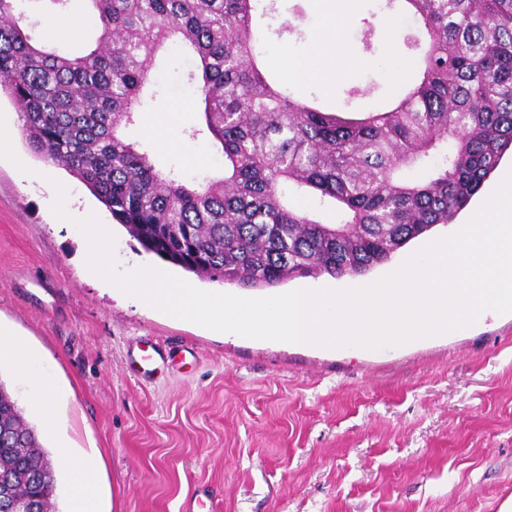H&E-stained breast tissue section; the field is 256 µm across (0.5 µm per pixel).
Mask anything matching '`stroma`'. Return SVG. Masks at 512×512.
<instances>
[{
  "mask_svg": "<svg viewBox=\"0 0 512 512\" xmlns=\"http://www.w3.org/2000/svg\"><path fill=\"white\" fill-rule=\"evenodd\" d=\"M326 0H275L257 19L262 52L318 50ZM398 17L389 40L382 17ZM53 32L77 54L99 32L87 0H70ZM297 35L278 36L283 24ZM414 33L386 0H356L343 17L349 74L300 83L293 95L362 119L398 94L394 64L413 63ZM190 62L169 45L126 130L156 165L186 178L219 176L224 158L200 133ZM11 144L0 153V325L24 340L45 374L70 389L64 413L75 449L101 458L102 512H498L512 497V313H489L465 335L433 336L382 350L305 349L224 336L164 317L106 289L85 264L87 246L48 200L53 181L72 208L96 214L115 237L120 271L165 266L210 292L252 291L163 265L112 220L65 169L27 146L19 112L0 98ZM31 169L22 178L18 163ZM0 383L49 455L53 429L29 405L31 384L0 354Z\"/></svg>",
  "mask_w": 512,
  "mask_h": 512,
  "instance_id": "35a3bbf8",
  "label": "stroma"
}]
</instances>
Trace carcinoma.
Instances as JSON below:
<instances>
[{
  "label": "carcinoma",
  "instance_id": "cac0c4a2",
  "mask_svg": "<svg viewBox=\"0 0 512 512\" xmlns=\"http://www.w3.org/2000/svg\"><path fill=\"white\" fill-rule=\"evenodd\" d=\"M87 2L100 35L71 55L0 0V92L37 157L85 183L146 251L199 277L271 288L365 275L452 223L512 151V0H403L427 38L417 77L360 121L295 97L258 62L255 16L275 0ZM174 39L194 59L218 179L159 169L123 134ZM1 474L0 512L32 494L35 512H51L48 454L0 383Z\"/></svg>",
  "mask_w": 512,
  "mask_h": 512
}]
</instances>
